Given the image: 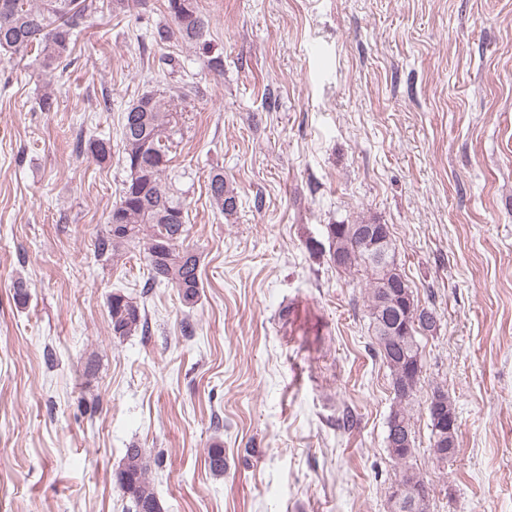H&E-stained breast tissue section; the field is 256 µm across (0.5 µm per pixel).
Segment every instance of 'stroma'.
Listing matches in <instances>:
<instances>
[{"mask_svg":"<svg viewBox=\"0 0 512 512\" xmlns=\"http://www.w3.org/2000/svg\"><path fill=\"white\" fill-rule=\"evenodd\" d=\"M196 3V45L151 41L167 0H95L51 80L0 60V512H132L129 448L165 512H389L391 375L327 236L363 217L438 315L413 407L430 512H512V0ZM151 91L183 98L168 175L202 255L192 308L146 288L139 250L96 252L129 176L122 111ZM96 138L106 163L78 147ZM215 169L233 214L210 203ZM116 292L146 332L113 336ZM433 407H438L443 413H445L444 417H446V420L448 419V427L443 426V415L438 417V419L441 421V424L439 425L440 422L436 423V419L433 417L432 413ZM427 411L431 422L430 447L433 449V453L438 457H444L445 459H448V457L451 456L453 449L454 453L456 450V446H454V448H448L453 447L452 434L454 428L456 427L455 418H448V415L454 416L452 405L448 400V396L442 393L439 389L435 390L434 395L427 407ZM438 425L439 427L435 433V428Z\"/></svg>","mask_w":512,"mask_h":512,"instance_id":"1","label":"stroma"}]
</instances>
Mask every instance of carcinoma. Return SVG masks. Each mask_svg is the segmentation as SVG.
I'll return each mask as SVG.
<instances>
[{
  "mask_svg": "<svg viewBox=\"0 0 512 512\" xmlns=\"http://www.w3.org/2000/svg\"><path fill=\"white\" fill-rule=\"evenodd\" d=\"M93 9L89 0H0V55H21L35 51V64L40 72H53L70 52L73 37L85 27ZM171 22L188 41H199L208 22L196 10L194 0H167ZM174 99L165 100L155 93L138 98L123 111L120 140L122 161L129 171L119 201L108 216L106 235L98 239L97 255L112 256L117 263L130 248H143L148 267L146 285L166 283L176 288L181 302L192 307L200 298L198 275L201 254L185 244L188 237L183 207L168 181V152L172 144ZM85 150L100 163L111 157V144L104 139H90ZM208 193L213 205L231 215L237 209V197L224 182V172L209 175ZM360 224H333L331 234L334 251L344 256V269L366 276V308L370 321L382 299L385 287L381 265L363 244ZM108 313L115 336H129L139 330L143 316L137 301L115 293L108 302ZM377 354L390 372L407 360L417 339L404 341L384 339L371 327ZM399 465L396 480L408 488L425 486L424 477L407 464L400 450L391 451ZM208 467L215 476L224 475V449L216 444L208 450ZM116 484L127 496L135 512H164L149 477V457L144 448H128L124 462L115 475ZM429 496L412 492L405 498L404 512H429Z\"/></svg>",
  "mask_w": 512,
  "mask_h": 512,
  "instance_id": "cac0c4a2",
  "label": "carcinoma"
}]
</instances>
